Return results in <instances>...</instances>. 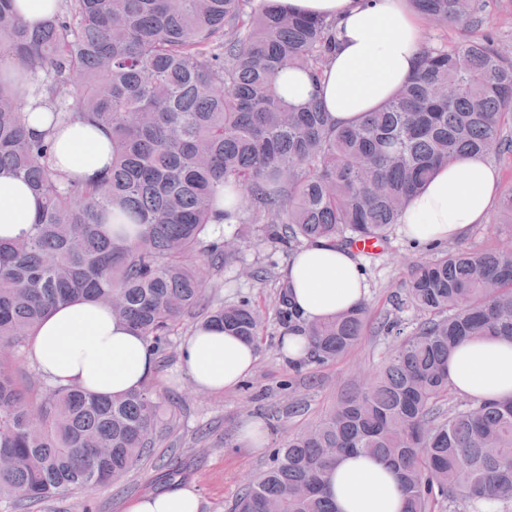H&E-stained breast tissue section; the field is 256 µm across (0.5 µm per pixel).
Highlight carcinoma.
<instances>
[{"label": "carcinoma", "mask_w": 512, "mask_h": 512, "mask_svg": "<svg viewBox=\"0 0 512 512\" xmlns=\"http://www.w3.org/2000/svg\"><path fill=\"white\" fill-rule=\"evenodd\" d=\"M0 0V175L25 182L34 221L0 239V500L35 506L91 492L152 447L155 387L107 397L23 376L32 336L52 309L82 298L107 306L154 353L189 319L249 343L260 315L245 297L213 304L215 276L236 259L240 229L292 255L324 242L385 241L435 169L512 147V56L486 33L428 39L415 72L375 111L340 125L312 97L281 96L282 69L323 77L337 23L289 13L276 0H63L28 24ZM436 26L482 22L480 0H409ZM47 102L50 127L28 131L23 97ZM81 120L112 137L95 181L53 168L52 133ZM498 216L512 226V187ZM288 335L312 363L363 335L365 303L320 322L303 318L282 284ZM400 311L423 319L365 389L343 396L311 430L272 449L232 512H336L326 476L349 453L398 473L404 512H493L512 504V397L454 401L448 359L462 342L512 337V245L450 250L412 266Z\"/></svg>", "instance_id": "1"}]
</instances>
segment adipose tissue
<instances>
[{"label":"adipose tissue","instance_id":"1","mask_svg":"<svg viewBox=\"0 0 512 512\" xmlns=\"http://www.w3.org/2000/svg\"><path fill=\"white\" fill-rule=\"evenodd\" d=\"M300 15L339 22V48L319 84L292 70L276 78L289 102L318 93L332 121L360 119L389 99L416 68L423 20L406 0H283ZM53 166L71 178L92 180L111 163L110 136L74 121L56 127ZM499 174L482 156L440 168L401 218L402 231L416 244L460 237L482 223L498 193ZM37 202L20 180L0 176V237L31 224ZM296 307L320 321L356 307L367 286L361 265L347 249L317 244L303 249L284 269ZM30 355L43 375L99 395L139 388L153 377L154 356L126 323L110 310L76 300L50 312L30 342ZM257 361L254 345L224 329H196L182 348L180 369L197 386L230 390ZM448 380L460 393L482 399L512 396V341L485 336L461 344L448 360ZM327 492L338 512H402L404 500L395 472L363 454L344 457L332 469ZM189 488L171 489L128 502L125 512H199Z\"/></svg>","mask_w":512,"mask_h":512}]
</instances>
